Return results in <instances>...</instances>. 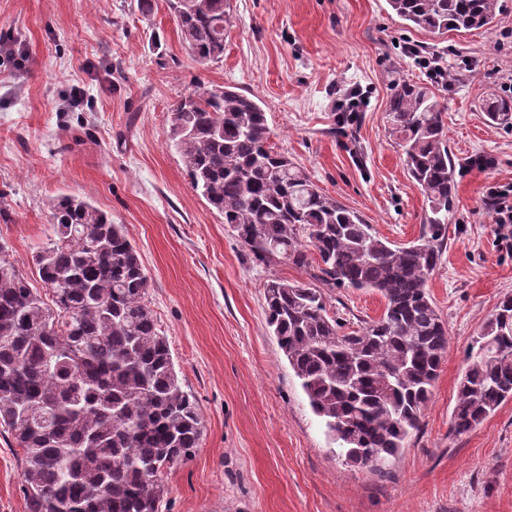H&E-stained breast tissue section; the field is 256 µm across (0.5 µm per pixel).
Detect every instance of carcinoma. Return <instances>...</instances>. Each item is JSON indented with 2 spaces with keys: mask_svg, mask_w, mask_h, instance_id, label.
Segmentation results:
<instances>
[{
  "mask_svg": "<svg viewBox=\"0 0 512 512\" xmlns=\"http://www.w3.org/2000/svg\"><path fill=\"white\" fill-rule=\"evenodd\" d=\"M168 2L194 60L221 61L230 0ZM387 3L432 36L497 24L498 0ZM447 110L426 85L390 88L387 132L428 205L418 238L397 246L275 149L258 97L203 88L170 107V146L193 189L256 260L282 258L309 275L265 283L266 321L352 466L375 470L405 448L448 349L427 290L460 173ZM481 110L512 129V95L489 93ZM49 209L53 236L32 255L42 288L0 245V427L19 448L27 512H159L163 470L199 447V405L147 305L148 277L125 225L87 199L60 196ZM341 287L379 293L383 314L345 332L347 319L328 308V290ZM509 399L511 294L469 348L453 430H472Z\"/></svg>",
  "mask_w": 512,
  "mask_h": 512,
  "instance_id": "carcinoma-1",
  "label": "carcinoma"
}]
</instances>
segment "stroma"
I'll use <instances>...</instances> for the list:
<instances>
[{
	"label": "stroma",
	"mask_w": 512,
	"mask_h": 512,
	"mask_svg": "<svg viewBox=\"0 0 512 512\" xmlns=\"http://www.w3.org/2000/svg\"><path fill=\"white\" fill-rule=\"evenodd\" d=\"M499 3L493 30L433 37L407 28L386 0H231L224 58L203 67L167 0L148 13L138 0H0V245L33 274L31 256L52 234L49 203L63 195L125 225L148 304L204 418L198 448L163 474L160 512H512V400L468 433L451 425L471 343L512 293V233L497 224L489 193L512 184V130L488 125L479 107L512 86V0ZM409 45L458 81L431 83ZM398 77L432 84L447 104L448 146L466 169L428 281L448 350L418 431L368 470L336 457L266 325L265 282L308 274L247 255L193 190L169 142V108L200 86L259 97L276 147L381 236L406 244L427 204L387 133ZM354 90L359 120L338 131ZM479 155L488 167H468ZM329 295L354 321L384 309L372 291ZM24 484L0 432V512H27Z\"/></svg>",
	"instance_id": "obj_1"
}]
</instances>
